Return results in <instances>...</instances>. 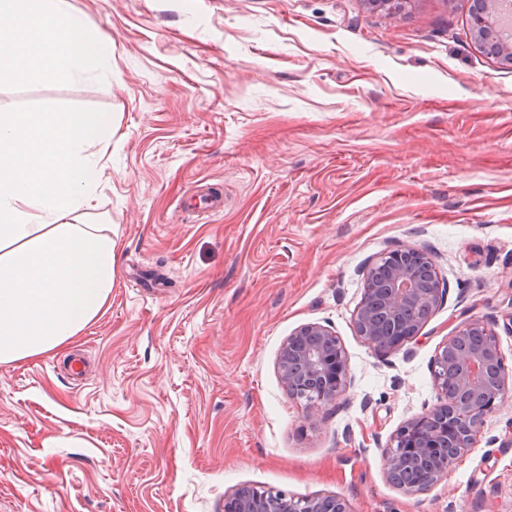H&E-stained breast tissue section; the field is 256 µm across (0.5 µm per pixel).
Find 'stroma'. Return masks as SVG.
Listing matches in <instances>:
<instances>
[{
	"mask_svg": "<svg viewBox=\"0 0 512 512\" xmlns=\"http://www.w3.org/2000/svg\"><path fill=\"white\" fill-rule=\"evenodd\" d=\"M67 2L111 62L2 85L0 110L111 113L77 221L112 236L114 279L71 343L0 363V512H224L242 486L512 512V396L430 490L385 474L461 323L495 331L512 386V65L479 48L470 0ZM213 190L218 213L197 203ZM413 246L447 296L381 355L354 324L365 268ZM311 322L355 378L314 418L276 368Z\"/></svg>",
	"mask_w": 512,
	"mask_h": 512,
	"instance_id": "1",
	"label": "stroma"
}]
</instances>
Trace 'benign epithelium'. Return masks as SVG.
<instances>
[{"instance_id":"benign-epithelium-1","label":"benign epithelium","mask_w":512,"mask_h":512,"mask_svg":"<svg viewBox=\"0 0 512 512\" xmlns=\"http://www.w3.org/2000/svg\"><path fill=\"white\" fill-rule=\"evenodd\" d=\"M478 44L489 48L499 33L500 0H471ZM446 288L431 255L417 247L389 251L368 268L362 300L354 314L358 335L380 354L415 338L442 305ZM288 397L304 401L309 416L347 394L353 386L348 354L327 325L307 323L282 343L276 362ZM433 380L439 403L408 419L386 447V478L407 494L441 481L474 447L485 417L512 394L503 373L497 335L479 320L466 321L438 347ZM224 512H348L336 495L288 499L282 494L237 489Z\"/></svg>"}]
</instances>
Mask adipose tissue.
<instances>
[{
	"instance_id": "adipose-tissue-1",
	"label": "adipose tissue",
	"mask_w": 512,
	"mask_h": 512,
	"mask_svg": "<svg viewBox=\"0 0 512 512\" xmlns=\"http://www.w3.org/2000/svg\"><path fill=\"white\" fill-rule=\"evenodd\" d=\"M112 52L66 0H0V85L74 80ZM112 134L102 113L0 111V363L66 345L110 296L111 236L69 218L97 188L94 152Z\"/></svg>"
}]
</instances>
